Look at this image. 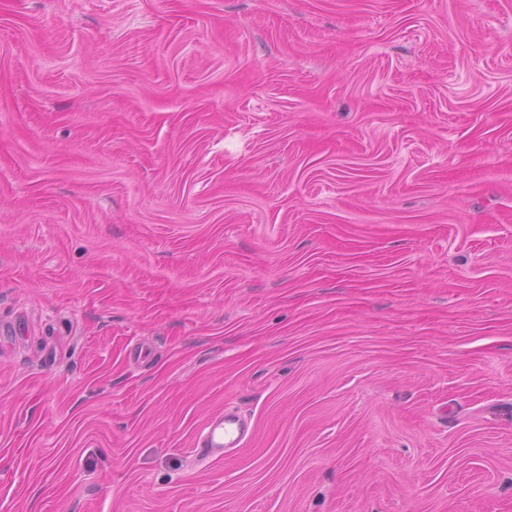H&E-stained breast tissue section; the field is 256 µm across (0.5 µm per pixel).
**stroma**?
Here are the masks:
<instances>
[{
	"label": "stroma",
	"instance_id": "1",
	"mask_svg": "<svg viewBox=\"0 0 512 512\" xmlns=\"http://www.w3.org/2000/svg\"><path fill=\"white\" fill-rule=\"evenodd\" d=\"M0 512H512V0H0ZM245 439V429L240 419L233 413L212 419L204 428L197 441L196 448L203 457L222 455L241 446Z\"/></svg>",
	"mask_w": 512,
	"mask_h": 512
}]
</instances>
